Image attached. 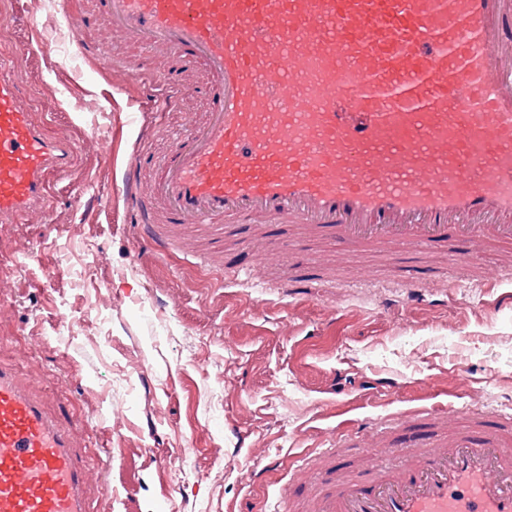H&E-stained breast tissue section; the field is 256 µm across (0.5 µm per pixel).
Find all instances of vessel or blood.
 Instances as JSON below:
<instances>
[{
	"label": "vessel or blood",
	"mask_w": 512,
	"mask_h": 512,
	"mask_svg": "<svg viewBox=\"0 0 512 512\" xmlns=\"http://www.w3.org/2000/svg\"><path fill=\"white\" fill-rule=\"evenodd\" d=\"M111 31L186 59L164 116L208 79V120L153 163L131 156L116 192L147 241L153 221L293 224L345 253L466 240V262L512 243V0H98ZM76 145L35 120L0 63V224L43 214ZM273 241L236 277L267 288ZM459 423L445 428L448 415ZM337 436L360 465L319 474L311 512H512V415L432 396L387 418L350 404ZM392 442L377 460L371 442ZM87 470L35 376L0 365V512H91Z\"/></svg>",
	"instance_id": "obj_1"
}]
</instances>
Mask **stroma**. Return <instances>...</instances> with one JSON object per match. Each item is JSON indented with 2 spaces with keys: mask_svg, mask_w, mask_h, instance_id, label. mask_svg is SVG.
<instances>
[{
  "mask_svg": "<svg viewBox=\"0 0 512 512\" xmlns=\"http://www.w3.org/2000/svg\"><path fill=\"white\" fill-rule=\"evenodd\" d=\"M1 14L10 22L0 57L21 52L35 30L48 35V52L20 63L16 78L46 133L78 150L45 218L0 225V360L44 380L49 411L64 416L90 470L92 512L304 502L313 472L336 463L329 411L347 397L384 416L460 378L468 387L457 406L512 413V283L483 288L497 248L461 270L452 246L410 255L433 278L415 302L393 289L398 257H340L334 245L296 242L283 224L267 277L315 253L321 283L297 294L225 282L247 259L243 239L259 241L264 227L226 235L204 267L203 228L167 229L163 249L140 241L133 212L111 194L131 153H165L172 126L195 132L206 99L189 96L154 124L132 103L141 82L114 92L123 67L97 70L75 37L109 36L121 58H145V78L158 84L178 58L108 35L96 0H0ZM108 94L112 108L94 109ZM392 382L391 405H375ZM106 448L115 453L107 469Z\"/></svg>",
  "mask_w": 512,
  "mask_h": 512,
  "instance_id": "stroma-1",
  "label": "stroma"
}]
</instances>
